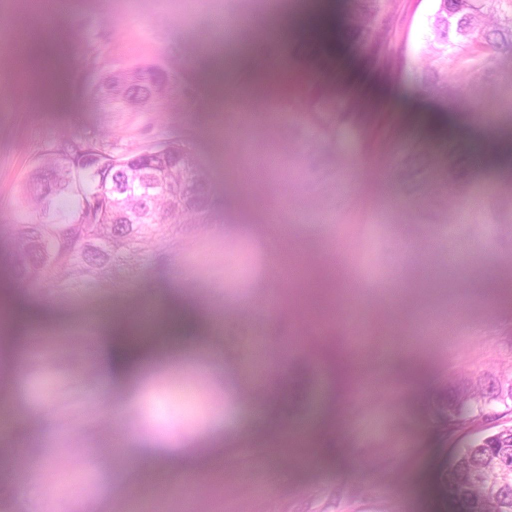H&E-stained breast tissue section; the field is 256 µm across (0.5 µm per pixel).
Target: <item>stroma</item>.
<instances>
[{
    "instance_id": "obj_1",
    "label": "stroma",
    "mask_w": 512,
    "mask_h": 512,
    "mask_svg": "<svg viewBox=\"0 0 512 512\" xmlns=\"http://www.w3.org/2000/svg\"><path fill=\"white\" fill-rule=\"evenodd\" d=\"M435 0H398L390 16L396 81L367 70L340 40L310 38L300 0H0V225L21 219L27 179L58 134L109 131L139 149L179 136L212 189L208 224L192 229L181 265L162 251L111 286L45 300L13 284L0 265V301L17 328L0 342V369L15 390L0 401L16 450L0 451V502L19 512H183L193 493L172 435L223 420L250 421L254 443L205 468L198 512H455L440 475L474 442L512 427V402L442 428L435 406L448 384L512 378V222L495 210L512 194V106L487 103L486 118L437 114L412 73ZM96 49L126 66L158 65L176 94L154 112H105L87 83ZM358 97L359 128L325 133L315 97ZM495 161L456 190L484 200L468 223L448 224L407 177L448 171L446 146ZM341 267L332 322L337 346L372 373L341 389L315 350L310 317L287 268ZM195 307L199 332L183 364L161 362L133 391L112 384L110 360L88 363L85 332L128 325L131 309L165 308V289ZM40 331L54 356L32 368L28 336ZM208 361L236 367L240 383L282 370L271 399L279 417L249 420L239 390ZM148 448L113 441L114 418ZM36 461L15 475V455ZM177 471L162 494L141 486L146 461Z\"/></svg>"
}]
</instances>
